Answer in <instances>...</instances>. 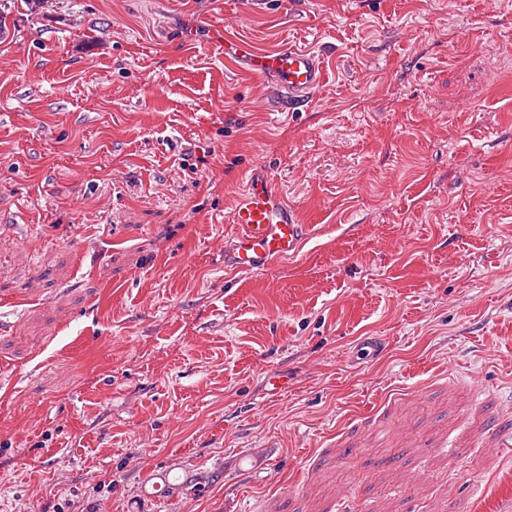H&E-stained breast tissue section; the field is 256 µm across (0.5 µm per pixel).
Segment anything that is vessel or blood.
Instances as JSON below:
<instances>
[{"instance_id":"1","label":"vessel or blood","mask_w":512,"mask_h":512,"mask_svg":"<svg viewBox=\"0 0 512 512\" xmlns=\"http://www.w3.org/2000/svg\"><path fill=\"white\" fill-rule=\"evenodd\" d=\"M236 52L247 58L257 76L278 81L291 109L309 103L323 82L322 62L314 51L284 46L258 53L241 42ZM231 222L235 228V244L231 254L225 256L224 265L245 274L298 253L307 231L296 209L260 168L249 174L236 200Z\"/></svg>"}]
</instances>
